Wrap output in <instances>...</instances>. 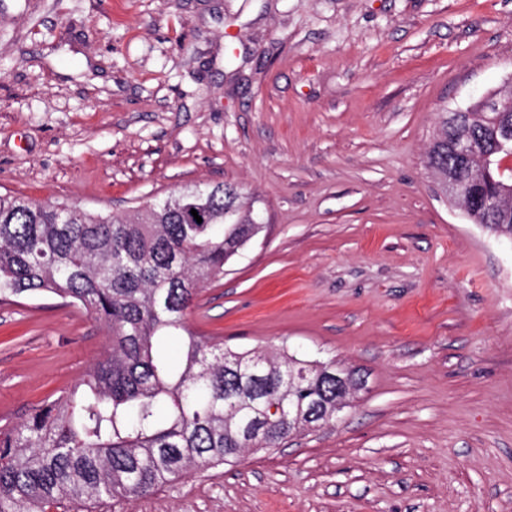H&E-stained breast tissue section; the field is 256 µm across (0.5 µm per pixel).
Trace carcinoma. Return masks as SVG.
Returning a JSON list of instances; mask_svg holds the SVG:
<instances>
[{"label": "carcinoma", "mask_w": 512, "mask_h": 512, "mask_svg": "<svg viewBox=\"0 0 512 512\" xmlns=\"http://www.w3.org/2000/svg\"><path fill=\"white\" fill-rule=\"evenodd\" d=\"M509 124L512 112H504L479 127L476 148L491 149ZM455 131L443 116L428 166L465 183L473 223L512 238V213L485 214L486 188L457 170L448 150ZM196 195L208 213L204 223L186 224L183 206ZM63 206L0 194V303L52 293L103 326L107 350L69 392L0 433V512H89L147 496L196 467L281 442L280 416L269 407L288 413V393L306 408L336 401V383L301 375L303 360L273 358L242 374L224 360L223 342L185 326L197 289L224 274L252 232L236 188L196 185L133 216L68 204L63 220ZM180 331L183 357L171 365L155 344Z\"/></svg>", "instance_id": "1"}]
</instances>
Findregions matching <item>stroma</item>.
Segmentation results:
<instances>
[{
  "mask_svg": "<svg viewBox=\"0 0 512 512\" xmlns=\"http://www.w3.org/2000/svg\"><path fill=\"white\" fill-rule=\"evenodd\" d=\"M512 78V0H0V194L121 214L231 183L263 228L195 335L365 380L330 427L115 512H512V240L427 165L443 109ZM107 346L0 304V431Z\"/></svg>",
  "mask_w": 512,
  "mask_h": 512,
  "instance_id": "obj_1",
  "label": "stroma"
}]
</instances>
